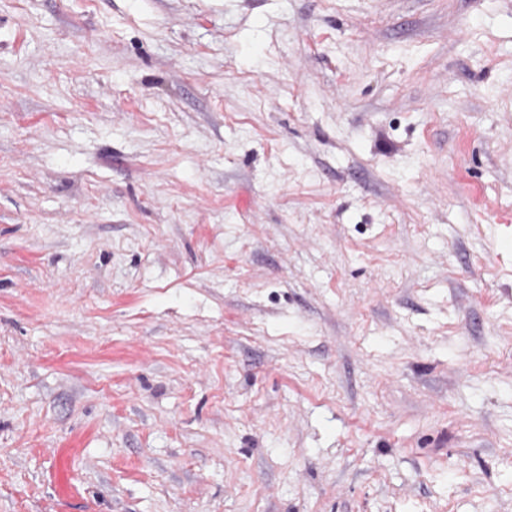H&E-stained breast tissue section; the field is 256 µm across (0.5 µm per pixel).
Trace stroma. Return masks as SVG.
Here are the masks:
<instances>
[{"label":"stroma","instance_id":"35a3bbf8","mask_svg":"<svg viewBox=\"0 0 512 512\" xmlns=\"http://www.w3.org/2000/svg\"><path fill=\"white\" fill-rule=\"evenodd\" d=\"M0 512H512V0H0Z\"/></svg>","mask_w":512,"mask_h":512}]
</instances>
